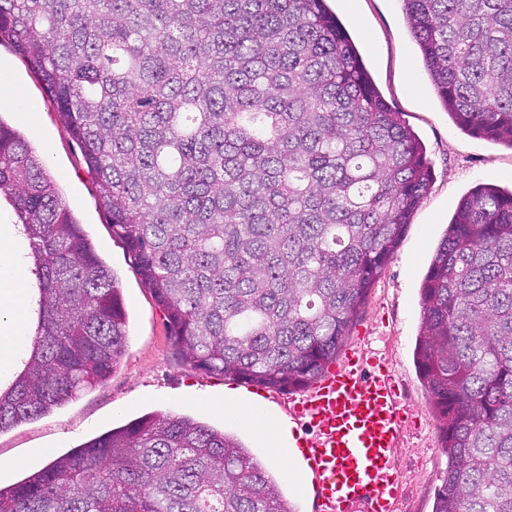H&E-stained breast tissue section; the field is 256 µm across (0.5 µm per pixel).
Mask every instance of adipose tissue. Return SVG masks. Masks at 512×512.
Returning <instances> with one entry per match:
<instances>
[{
	"mask_svg": "<svg viewBox=\"0 0 512 512\" xmlns=\"http://www.w3.org/2000/svg\"><path fill=\"white\" fill-rule=\"evenodd\" d=\"M15 235L12 225H0V373L10 371L18 348L28 341V283L11 249Z\"/></svg>",
	"mask_w": 512,
	"mask_h": 512,
	"instance_id": "adipose-tissue-1",
	"label": "adipose tissue"
}]
</instances>
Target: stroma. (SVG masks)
Listing matches in <instances>:
<instances>
[{
    "label": "stroma",
    "instance_id": "obj_1",
    "mask_svg": "<svg viewBox=\"0 0 512 512\" xmlns=\"http://www.w3.org/2000/svg\"><path fill=\"white\" fill-rule=\"evenodd\" d=\"M359 49L388 105L402 112L422 141L431 166L429 194L411 217L391 261L372 285L344 351L384 360L400 380L405 427L395 453L399 495L395 512H433L448 470L430 394L414 361L421 307L420 282L458 201L481 183L512 188V150L463 133L438 101L405 24L401 0H329ZM0 74L24 90L23 102L0 91V120L18 130L48 162L59 192L114 272L129 313L130 336L112 375L53 413L0 433V460L14 461L0 475L8 486L43 468L34 449L61 455L146 413L193 418L238 438L259 462L268 453L235 418L219 409L225 394L253 400L251 386L201 371L173 347L162 309L141 282L124 245L112 235L79 144L67 131L30 67L0 45ZM209 402V409L197 406Z\"/></svg>",
    "mask_w": 512,
    "mask_h": 512
}]
</instances>
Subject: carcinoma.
Returning a JSON list of instances; mask_svg holds the SVG:
<instances>
[{"mask_svg": "<svg viewBox=\"0 0 512 512\" xmlns=\"http://www.w3.org/2000/svg\"><path fill=\"white\" fill-rule=\"evenodd\" d=\"M435 93L512 149V0H402ZM107 222L194 367L286 390L336 358L431 171L327 0H0ZM33 280L0 432L105 381L120 288L45 160L0 120V197ZM415 356L448 473L433 512H512V190L464 196L420 288ZM236 439L151 414L0 487V512H293Z\"/></svg>", "mask_w": 512, "mask_h": 512, "instance_id": "obj_1", "label": "carcinoma"}]
</instances>
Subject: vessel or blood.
Returning <instances> with one entry per match:
<instances>
[{
    "label": "vessel or blood",
    "instance_id": "b4317fda",
    "mask_svg": "<svg viewBox=\"0 0 512 512\" xmlns=\"http://www.w3.org/2000/svg\"><path fill=\"white\" fill-rule=\"evenodd\" d=\"M287 412L311 429L296 443L304 475L297 491L318 512H393L403 419L388 366H365L350 352L341 368L290 397Z\"/></svg>",
    "mask_w": 512,
    "mask_h": 512
}]
</instances>
